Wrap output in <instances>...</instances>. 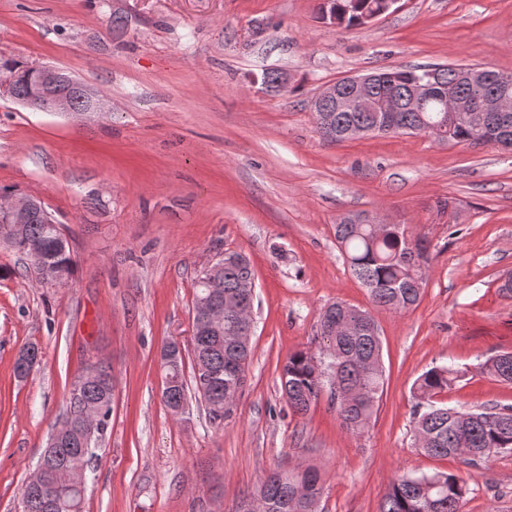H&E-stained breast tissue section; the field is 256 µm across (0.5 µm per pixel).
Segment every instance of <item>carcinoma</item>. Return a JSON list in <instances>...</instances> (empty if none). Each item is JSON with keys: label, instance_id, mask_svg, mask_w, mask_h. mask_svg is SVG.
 Listing matches in <instances>:
<instances>
[{"label": "carcinoma", "instance_id": "obj_1", "mask_svg": "<svg viewBox=\"0 0 512 512\" xmlns=\"http://www.w3.org/2000/svg\"><path fill=\"white\" fill-rule=\"evenodd\" d=\"M381 0H330L328 11L336 16V26L343 29L361 26V18L373 12ZM0 66L17 75L15 90L24 95L33 81L32 67L6 60ZM375 92L405 94L423 69L380 68ZM440 85L463 96L473 89L462 78L460 66L441 71ZM441 100L433 96L423 112H398L396 118L405 127L403 133L439 122ZM332 121L318 128L328 142L343 140L351 125H372L378 121L375 112H333ZM493 124L512 137V112H473L455 129V143L474 144L477 129ZM336 242L351 273L367 289L376 307L406 311L418 304L423 280L430 261L428 244L404 224H338ZM8 246L25 256L35 273L46 271L47 283L59 287L68 284L74 261L70 248L61 247L51 224L38 220L7 240ZM254 280L249 260L224 265L221 288H209L195 282L194 303L209 300L215 292L225 296L240 294L248 307L254 306V294L242 284ZM336 321L348 326L346 332L327 336L324 324ZM321 339L319 352L299 350L290 354L281 368L282 391L288 406L303 414L316 403L324 390L330 391L336 414L348 431L362 432L377 413L384 387L382 341L372 315L363 309L334 301L324 307L318 317ZM194 358L206 360L211 382L205 388L204 404L211 420L223 423L233 416L229 405L238 400L247 384V371L252 345L232 344L215 336L192 338ZM165 378L175 394L163 396L166 406L185 391L183 357L163 364ZM481 370L504 382L512 383V352L488 359ZM102 376L79 375L71 384L65 413L76 414L84 403L101 411L102 429H107L112 413V372L100 367ZM461 377L460 371L448 366H433L414 382L413 394L418 400L413 426L415 445L434 457H454L465 462L488 458L502 451H512V407L464 410L438 405L434 397ZM96 448L84 450L73 437L59 448L55 464L49 467L40 485H25L22 512H44L45 500L57 502L55 512H84L85 493L57 483L55 467L80 470L89 467ZM467 491L463 477L448 472H434L403 477L394 481L380 504L379 512H459ZM322 483L318 472L273 470L259 479L258 497L263 512H317Z\"/></svg>", "mask_w": 512, "mask_h": 512}]
</instances>
